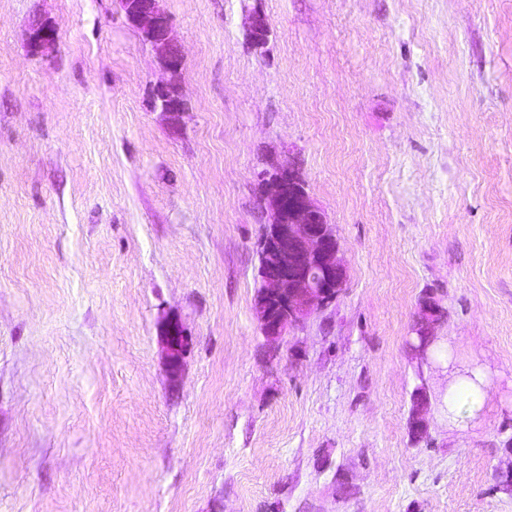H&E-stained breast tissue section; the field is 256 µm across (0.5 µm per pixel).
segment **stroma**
I'll list each match as a JSON object with an SVG mask.
<instances>
[{
	"mask_svg": "<svg viewBox=\"0 0 512 512\" xmlns=\"http://www.w3.org/2000/svg\"><path fill=\"white\" fill-rule=\"evenodd\" d=\"M165 6L175 126L117 0H0V512H512V0ZM38 19L58 41L35 55ZM270 156L300 165L346 268L273 344ZM268 35V19L262 10L255 8L248 15V26L246 28V37L251 49L259 55L265 53ZM421 308V320L412 329L416 335L415 342L410 346L419 355L426 356L435 340L434 325L442 318L443 313L432 297L424 299ZM166 363L172 374H178L183 365V359L190 344L184 328L177 321H169L162 334ZM428 399L426 393L420 388L416 389L413 395V405L408 418V430L411 439L415 442L420 441L427 433V413Z\"/></svg>",
	"mask_w": 512,
	"mask_h": 512,
	"instance_id": "1",
	"label": "stroma"
}]
</instances>
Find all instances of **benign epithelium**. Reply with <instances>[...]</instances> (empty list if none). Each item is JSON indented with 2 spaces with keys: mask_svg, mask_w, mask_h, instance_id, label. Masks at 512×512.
I'll list each match as a JSON object with an SVG mask.
<instances>
[{
  "mask_svg": "<svg viewBox=\"0 0 512 512\" xmlns=\"http://www.w3.org/2000/svg\"><path fill=\"white\" fill-rule=\"evenodd\" d=\"M127 20L142 39L156 51L158 61L168 79L157 87L154 104L176 126L186 111L181 91L184 68L182 49L171 38L172 19L165 0H119ZM269 22L258 8L248 15L247 41L252 50L265 53ZM56 28L42 21L34 22L27 43L34 54L55 47ZM258 202L269 214L258 244L263 262L260 270L261 289L255 295L253 311L262 334L270 342L281 339L290 329L302 326L318 309L336 301L342 293L346 270L340 245L325 211L317 206L299 167L291 161L270 158L255 173ZM421 320L413 327V351L425 356L435 340L434 325L443 313L433 298L423 300ZM166 363L172 374L181 371L190 344L184 328L176 321L166 324L162 334ZM428 399L418 389L408 418L411 439L420 441L427 433Z\"/></svg>",
  "mask_w": 512,
  "mask_h": 512,
  "instance_id": "7a95c632",
  "label": "benign epithelium"
}]
</instances>
